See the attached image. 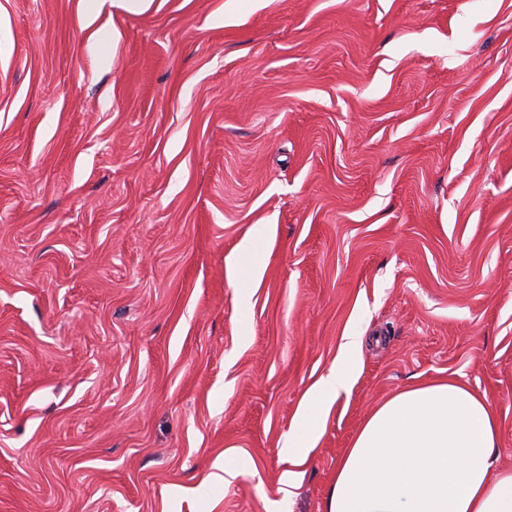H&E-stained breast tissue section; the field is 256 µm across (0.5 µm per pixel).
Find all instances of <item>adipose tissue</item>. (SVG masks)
Segmentation results:
<instances>
[{
  "mask_svg": "<svg viewBox=\"0 0 512 512\" xmlns=\"http://www.w3.org/2000/svg\"><path fill=\"white\" fill-rule=\"evenodd\" d=\"M361 336L303 398L284 453L296 483L327 412L359 370ZM500 421L488 398L456 379L402 390L366 417L336 463L327 512H512V467L494 469Z\"/></svg>",
  "mask_w": 512,
  "mask_h": 512,
  "instance_id": "1",
  "label": "adipose tissue"
}]
</instances>
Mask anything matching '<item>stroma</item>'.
<instances>
[{"label":"stroma","mask_w":512,"mask_h":512,"mask_svg":"<svg viewBox=\"0 0 512 512\" xmlns=\"http://www.w3.org/2000/svg\"><path fill=\"white\" fill-rule=\"evenodd\" d=\"M86 5L0 0V512H325L372 409L449 376L512 466V0ZM91 10L88 16L89 24H92L101 12L106 8H112V11H121L127 13H140L147 10L152 0H91ZM345 339L335 369L308 390L297 410L294 427L288 435V448H284L291 469L284 473L283 478L289 486L303 474L302 468L316 447L327 412L358 373L362 336L351 334Z\"/></svg>","instance_id":"35a3bbf8"}]
</instances>
